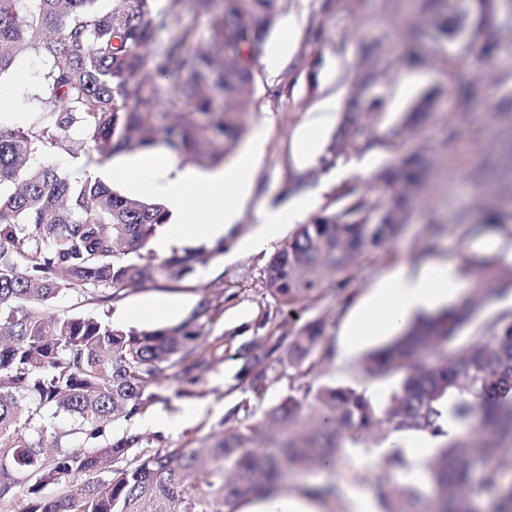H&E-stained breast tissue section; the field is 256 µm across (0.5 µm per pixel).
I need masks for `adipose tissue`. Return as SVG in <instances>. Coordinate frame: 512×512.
Returning a JSON list of instances; mask_svg holds the SVG:
<instances>
[{
	"label": "adipose tissue",
	"mask_w": 512,
	"mask_h": 512,
	"mask_svg": "<svg viewBox=\"0 0 512 512\" xmlns=\"http://www.w3.org/2000/svg\"><path fill=\"white\" fill-rule=\"evenodd\" d=\"M263 134L247 143L240 162L224 167L175 166L163 148L154 147L141 157L118 161L113 180L161 199L170 216L153 246L161 252L194 240L214 242L239 222L252 194L254 163L263 150ZM315 206L312 197H295L285 204H266L256 212L251 233L238 247L263 249L280 239L286 224L307 220ZM465 291V279L457 266L443 262L400 269L366 300L353 340L401 328L415 313L431 310L454 300ZM241 512H321L309 488L293 492L283 489L247 504Z\"/></svg>",
	"instance_id": "obj_1"
}]
</instances>
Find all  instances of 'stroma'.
Returning a JSON list of instances; mask_svg holds the SVG:
<instances>
[{
  "label": "stroma",
  "instance_id": "stroma-1",
  "mask_svg": "<svg viewBox=\"0 0 512 512\" xmlns=\"http://www.w3.org/2000/svg\"><path fill=\"white\" fill-rule=\"evenodd\" d=\"M323 0H286L283 11L270 28L261 48L269 54L279 43H287L286 64H293L301 52L319 55L320 63L312 70L297 73L288 94L273 99L271 92L284 80L283 74L268 71L258 64L254 82V105L244 119L243 138L264 131V152L254 171V193L236 225L237 237L250 233L254 213L264 203L277 204L288 198L291 171L313 167L327 142L337 130L352 87L361 44L381 46L380 63L397 61L368 89V100L378 102L380 116L374 126L383 135L400 126L406 112L423 97H431L433 112L415 136L403 137L397 148L376 145L351 151V160L362 163L359 172L336 176L322 174L316 186L322 191V206H332L336 188L348 186L356 193L374 190L391 196L392 188L369 187L370 174L394 165L397 155L418 152L427 159V169L420 185L414 187L413 217L402 233L387 248L362 255L347 273L344 288L330 287L321 297L301 300L294 313H280L261 286L260 271L272 254L271 249L224 253L193 271L179 282L159 280L157 286L126 290L124 296L101 307L79 304L61 297L48 306L47 315L82 313L108 315L123 323L129 310L150 302L184 298L179 314L187 319L196 308L204 286L223 290L224 313L206 332L207 340L223 338L230 353L222 363L203 374L200 396L174 399L172 382H164L158 407L178 412L189 405L206 407L207 412L180 430L165 433L168 446L188 443H212L220 431L219 422L227 410L243 398L235 384L243 362L232 351L244 342H257L267 329L292 333L307 321L327 317L330 326L325 345L333 352L314 378V385H355L362 381L360 368L370 351L387 343V336H372L361 343L349 357L339 351L346 343V330L360 304L380 287L385 278L406 265L443 260L462 263L471 255L503 256L512 248V185L491 187L483 176L490 156L500 144L512 143V112L497 110L499 100L512 98V34L502 29L495 15H465L467 0H447L449 18L464 17L465 22L453 35L442 36L431 15L419 8V0H342L326 16L323 41L310 42L308 29L312 18L322 15ZM424 28L425 36L417 43L407 37L409 26ZM464 67L474 84L467 112H459L453 91L457 67ZM334 98L336 108L327 113L309 151H302L299 140L307 132L320 103ZM461 128L457 138L449 132Z\"/></svg>",
  "mask_w": 512,
  "mask_h": 512
}]
</instances>
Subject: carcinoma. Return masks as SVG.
Returning <instances> with one entry per match:
<instances>
[{
    "mask_svg": "<svg viewBox=\"0 0 512 512\" xmlns=\"http://www.w3.org/2000/svg\"><path fill=\"white\" fill-rule=\"evenodd\" d=\"M0 0V79L16 59L44 52L49 63L36 87L41 110L25 127L0 128V500L17 488L20 512H216L267 494L273 485L306 475L340 458L345 441L370 447L378 434L445 435L448 397L452 416L467 434L444 441L427 459L430 491L403 484L406 465L395 452L364 471L381 512H484L479 499L497 496L493 512H512V308L448 347L486 299L512 288V265L466 258L472 276L468 300L418 313L392 341L370 353L364 381L400 375L379 402L359 386H314L328 321L319 317L290 339L269 335L239 346L246 360L244 400L221 424L229 431L193 448L162 446V438L127 431L104 439L116 417L127 422L160 401L162 381L174 379L176 398L195 395L202 373L224 361V344L207 342L203 329L224 312V301L204 296L192 317L173 327L138 330L103 317L44 316L62 295L106 305L130 285L184 279L202 258L194 250L157 255L150 244L168 223L163 204L130 197L90 174L73 178L56 157L100 163L134 148L162 145L203 168L230 155L241 117L251 111L259 50L281 0ZM512 30V0H479ZM211 14V47L187 51L190 28L166 44L168 29L185 6ZM356 78L349 111L313 169L289 175V191L302 194L336 164L350 143L392 145L373 134L374 113L362 111L364 90L383 76L374 63ZM175 90L159 101L155 78ZM430 101L405 117L417 130ZM419 162L401 156L369 183L416 179ZM339 206L297 225L262 270V286L288 313L328 281L350 270L369 248L393 241L412 214L411 197L398 192L383 202L343 186ZM288 379V391L263 406L269 387ZM65 414L70 428L53 419ZM288 427V439L264 449L255 437ZM73 476L80 492L55 498L43 489Z\"/></svg>",
    "mask_w": 512,
    "mask_h": 512,
    "instance_id": "1",
    "label": "carcinoma"
}]
</instances>
